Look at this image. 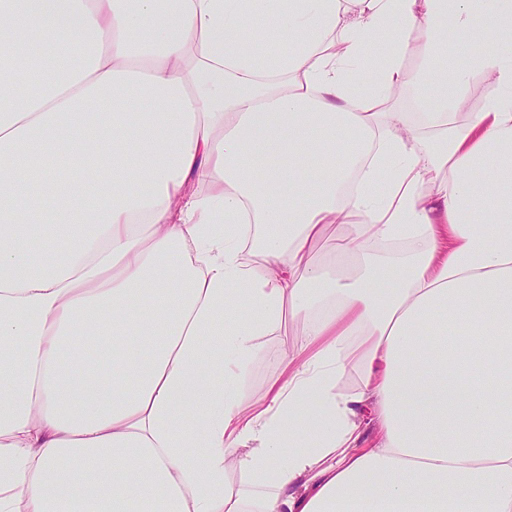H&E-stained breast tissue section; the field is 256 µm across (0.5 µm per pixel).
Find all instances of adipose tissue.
Wrapping results in <instances>:
<instances>
[{
  "label": "adipose tissue",
  "instance_id": "obj_1",
  "mask_svg": "<svg viewBox=\"0 0 512 512\" xmlns=\"http://www.w3.org/2000/svg\"><path fill=\"white\" fill-rule=\"evenodd\" d=\"M78 40L0 71V512H512V0H0L1 49ZM345 233V224L330 225L324 239L320 242L315 254L313 255L314 259L322 264L330 262L331 254L334 253L333 247L345 237ZM302 327L296 322L286 320L276 333L262 336L259 355L251 361L239 387L240 396L250 400L261 394L274 382L283 380V353L300 336Z\"/></svg>",
  "mask_w": 512,
  "mask_h": 512
}]
</instances>
